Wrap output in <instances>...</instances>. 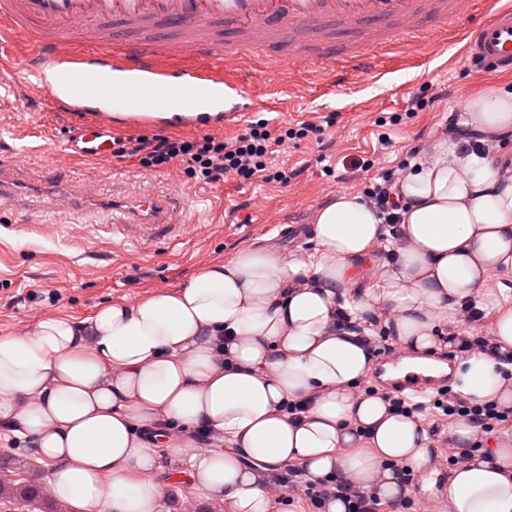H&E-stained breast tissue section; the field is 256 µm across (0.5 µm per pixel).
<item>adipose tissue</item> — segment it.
Listing matches in <instances>:
<instances>
[{"label": "adipose tissue", "mask_w": 512, "mask_h": 512, "mask_svg": "<svg viewBox=\"0 0 512 512\" xmlns=\"http://www.w3.org/2000/svg\"><path fill=\"white\" fill-rule=\"evenodd\" d=\"M460 124L499 143L512 134V91L476 95ZM395 193L400 246L368 287L357 265L390 231L367 199L341 191L317 212L314 254L242 251L137 304L49 315L0 336V420L50 467L52 497L66 512H166V457L227 512H288L271 490L290 467L398 502L405 471H429L439 448L420 415L355 393L374 354L364 336L334 327L338 309L363 325L382 320L420 355L465 305L489 314L496 354L448 343L454 390L512 409V160L441 139ZM299 401L310 407L294 421L285 406ZM201 427L210 447L197 445ZM448 436L460 459L448 512H512V428L484 436L461 419Z\"/></svg>", "instance_id": "1"}]
</instances>
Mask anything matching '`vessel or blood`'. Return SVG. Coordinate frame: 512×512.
<instances>
[{"label": "vessel or blood", "instance_id": "b4317fda", "mask_svg": "<svg viewBox=\"0 0 512 512\" xmlns=\"http://www.w3.org/2000/svg\"><path fill=\"white\" fill-rule=\"evenodd\" d=\"M476 0H0V59L22 52L24 83L52 106L90 119L68 136L60 152L71 159L112 154L115 130L127 124L224 122L244 108L261 63H245L243 48H264L303 35L304 52L288 63L368 74L395 36H415L423 21L432 35L470 14ZM339 27L361 28L359 45L340 47ZM465 51L512 71V0H491L487 17L469 29ZM19 164L0 159V204L33 196ZM47 205L69 213L95 203L66 185L42 187ZM105 230L150 244L181 236L179 189L166 196L140 186L113 199ZM393 383L423 393L436 385L425 368L394 357Z\"/></svg>", "mask_w": 512, "mask_h": 512}]
</instances>
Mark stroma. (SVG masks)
<instances>
[{"mask_svg":"<svg viewBox=\"0 0 512 512\" xmlns=\"http://www.w3.org/2000/svg\"><path fill=\"white\" fill-rule=\"evenodd\" d=\"M468 27L465 21L449 27L445 48L435 51L411 41L398 43L374 73L350 74L339 84L328 73L280 62L277 47L267 52L275 62L273 76L253 80L255 104L234 123L143 125L128 131L132 137L230 136L260 118L320 121L322 141H291L277 152V164L301 171L288 184L229 178L202 185L180 172L143 168L134 157L64 162L61 178L91 185L105 196L134 191L142 178L160 193L180 183L188 228L176 241L140 249L108 237L89 240L84 227L106 223L102 214L60 215L35 201L0 206V335L25 333L50 314L79 319L111 301L134 304L172 291L205 266L247 249L269 247L286 258L311 254L316 212L337 192L363 193L370 179L410 166L441 139L451 110H464L488 84L512 83V73L472 65L464 51ZM436 87L443 97L435 102L431 91ZM83 118L80 112L52 111L44 94L24 85L21 73L0 78V153L14 155L30 180H44L48 153ZM28 224L38 225V232H25ZM52 291L57 300L49 299ZM33 463L29 441L0 423V480L24 477ZM450 471L443 453L432 472L413 475L407 512H443ZM159 477L169 493L167 512H225L223 505L192 490L187 466L163 463Z\"/></svg>","mask_w":512,"mask_h":512,"instance_id":"stroma-1","label":"stroma"}]
</instances>
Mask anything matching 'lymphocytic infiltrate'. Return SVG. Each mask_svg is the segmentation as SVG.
<instances>
[{
  "instance_id": "lymphocytic-infiltrate-1",
  "label": "lymphocytic infiltrate",
  "mask_w": 512,
  "mask_h": 512,
  "mask_svg": "<svg viewBox=\"0 0 512 512\" xmlns=\"http://www.w3.org/2000/svg\"><path fill=\"white\" fill-rule=\"evenodd\" d=\"M322 133V126L311 121L274 128L268 120L260 119L230 137L155 135L127 140L116 137L112 140V155L117 159L135 156L143 167L157 170L179 165L195 181L210 185L229 177L243 181L259 178L285 185L296 177L297 172L274 164L276 147ZM435 398L438 402L436 418L441 422L464 418L488 433L512 418V413L500 410L497 404H474L446 387L437 390Z\"/></svg>"
}]
</instances>
